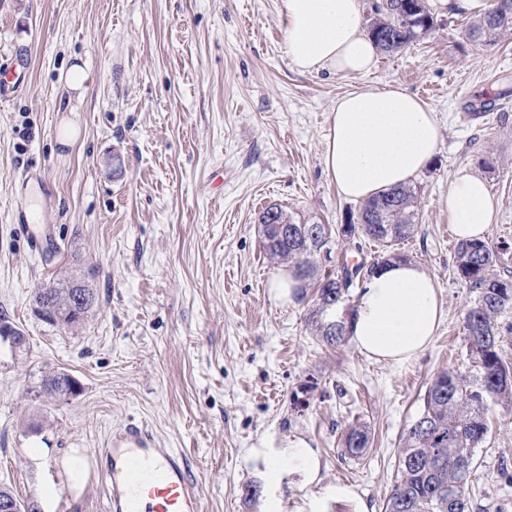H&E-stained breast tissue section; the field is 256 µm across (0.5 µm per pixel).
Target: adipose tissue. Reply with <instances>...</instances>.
<instances>
[{"label":"adipose tissue","mask_w":512,"mask_h":512,"mask_svg":"<svg viewBox=\"0 0 512 512\" xmlns=\"http://www.w3.org/2000/svg\"><path fill=\"white\" fill-rule=\"evenodd\" d=\"M362 0H281L286 54L304 73L370 72L377 48L363 20ZM440 141L434 113L400 87L355 89L339 97L324 138L323 168L339 192L353 202L409 183L431 164ZM458 238L483 239L496 216V203L485 181L459 171L445 200ZM444 310L438 286L422 267L390 261L358 293L350 336L356 349L375 361L404 363L433 341ZM272 479L283 473L318 482L320 459L308 442H291L284 455L267 462ZM371 512L353 486L336 484L325 494L300 500L294 512H328L330 503Z\"/></svg>","instance_id":"ef3b65f1"}]
</instances>
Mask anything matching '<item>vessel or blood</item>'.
I'll return each instance as SVG.
<instances>
[{
  "mask_svg": "<svg viewBox=\"0 0 512 512\" xmlns=\"http://www.w3.org/2000/svg\"><path fill=\"white\" fill-rule=\"evenodd\" d=\"M18 64L13 56L0 59V97L19 89ZM96 459L104 512H204L200 485L184 452L160 447L144 425L113 430Z\"/></svg>",
  "mask_w": 512,
  "mask_h": 512,
  "instance_id": "obj_1",
  "label": "vessel or blood"
}]
</instances>
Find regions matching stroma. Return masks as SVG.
Returning a JSON list of instances; mask_svg holds the SVG:
<instances>
[{
  "label": "stroma",
  "instance_id": "35a3bbf8",
  "mask_svg": "<svg viewBox=\"0 0 512 512\" xmlns=\"http://www.w3.org/2000/svg\"><path fill=\"white\" fill-rule=\"evenodd\" d=\"M470 21L435 14V31L379 53L368 74H311L287 59L281 0H0V55L19 51L26 68L24 87L0 100V319L27 338L22 352L0 346V485L58 512L50 487L69 483L76 455L88 470L67 512H102L95 452L132 421L187 455L205 512H270L339 483L382 512L427 384L445 368L477 374L464 339L476 294L442 236L456 172L486 180L497 202L486 239L512 243V37L472 45ZM75 66L88 75L79 90L66 82ZM393 86L440 126L412 181L419 223L402 249L445 309L432 345L399 365L349 341L328 346L309 298L275 297L280 267L259 224L272 205L299 224L357 215L323 172L331 108L348 91ZM65 125L80 133L73 144L58 141ZM28 167L44 175L35 195ZM25 204L52 225L56 250H31L13 218ZM62 279L95 296L66 330L32 305L35 288ZM53 370L78 394L44 395ZM487 417L470 497L475 512H512V409L493 402ZM357 424L370 445L342 455ZM293 438L317 452L318 483H271L266 457Z\"/></svg>",
  "mask_w": 512,
  "mask_h": 512
}]
</instances>
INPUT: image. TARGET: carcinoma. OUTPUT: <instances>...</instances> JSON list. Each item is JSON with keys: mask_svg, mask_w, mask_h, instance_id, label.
Returning a JSON list of instances; mask_svg holds the SVG:
<instances>
[{"mask_svg": "<svg viewBox=\"0 0 512 512\" xmlns=\"http://www.w3.org/2000/svg\"><path fill=\"white\" fill-rule=\"evenodd\" d=\"M435 22L426 0H378L371 7L368 33L385 53L396 52L434 30ZM512 36V0H494L481 19L465 29L466 38L477 46H494ZM417 193L401 186L362 203L357 221L344 225L346 241H370L382 247L380 259L361 260L354 266L342 262L336 276L318 277L321 259H330L331 244L316 236V224L288 223L292 233L284 239L269 211L260 216L263 249L273 262L285 261L296 278L316 288L315 317L321 337L329 344L345 338L344 329L324 318L328 307L345 301L347 281L361 273L371 275L390 260L407 261L399 245L409 239L416 224ZM512 249L506 241L497 244L464 241L455 248V271L477 294L468 310L464 339L471 362L478 368L479 382L456 370L439 372L421 398V409L403 436L394 484L384 512H472L469 493L477 469L476 449L486 438L489 424L487 403L493 400L512 407V363L501 355L502 326L498 317L512 308V279L496 271L500 255ZM94 302L90 289L63 281L33 294L36 314L51 325L69 326L88 313ZM43 393H72L70 375L53 372L43 377ZM369 444L364 425L349 429L343 448L360 455Z\"/></svg>", "mask_w": 512, "mask_h": 512, "instance_id": "1", "label": "carcinoma"}]
</instances>
